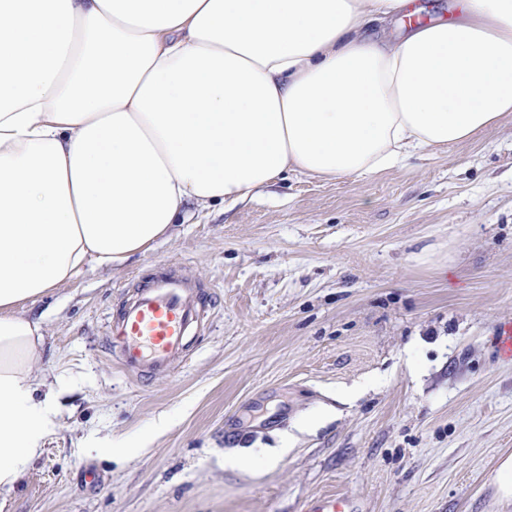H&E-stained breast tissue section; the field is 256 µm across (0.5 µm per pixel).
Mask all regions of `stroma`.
Wrapping results in <instances>:
<instances>
[{
    "label": "stroma",
    "instance_id": "stroma-1",
    "mask_svg": "<svg viewBox=\"0 0 512 512\" xmlns=\"http://www.w3.org/2000/svg\"><path fill=\"white\" fill-rule=\"evenodd\" d=\"M170 269L202 288L186 359L143 381L107 328ZM62 427L0 512H512V113L369 179L288 174L26 304ZM118 437L134 452L109 457ZM235 455L237 466L224 458ZM306 512H356L347 496H319L311 499Z\"/></svg>",
    "mask_w": 512,
    "mask_h": 512
}]
</instances>
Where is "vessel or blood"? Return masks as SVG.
I'll return each mask as SVG.
<instances>
[{"instance_id":"1","label":"vessel or blood","mask_w":512,"mask_h":512,"mask_svg":"<svg viewBox=\"0 0 512 512\" xmlns=\"http://www.w3.org/2000/svg\"><path fill=\"white\" fill-rule=\"evenodd\" d=\"M206 298L199 288L163 272L121 303L112 318L110 349L124 371L153 380L169 375L187 355ZM306 512H355L346 496H319Z\"/></svg>"}]
</instances>
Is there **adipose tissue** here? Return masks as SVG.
Segmentation results:
<instances>
[{
    "mask_svg": "<svg viewBox=\"0 0 512 512\" xmlns=\"http://www.w3.org/2000/svg\"><path fill=\"white\" fill-rule=\"evenodd\" d=\"M0 0V502L61 426L21 306L184 206L363 178L512 112V0ZM417 6L425 7L420 15L425 22L448 19L453 15L454 0H415Z\"/></svg>",
    "mask_w": 512,
    "mask_h": 512,
    "instance_id": "ef3b65f1",
    "label": "adipose tissue"
}]
</instances>
